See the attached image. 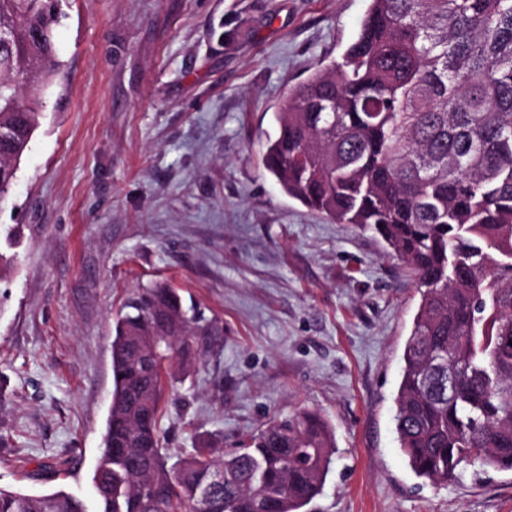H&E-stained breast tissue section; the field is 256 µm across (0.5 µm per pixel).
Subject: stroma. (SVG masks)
<instances>
[{
	"instance_id": "35a3bbf8",
	"label": "stroma",
	"mask_w": 512,
	"mask_h": 512,
	"mask_svg": "<svg viewBox=\"0 0 512 512\" xmlns=\"http://www.w3.org/2000/svg\"><path fill=\"white\" fill-rule=\"evenodd\" d=\"M369 0H61L62 77L0 203V487L91 497L112 324L165 284L223 334L169 367L171 458L299 410L336 454L303 512H512V471L419 479L395 434L421 291L373 233L285 194L263 146L289 88L339 60ZM233 41H225V32Z\"/></svg>"
}]
</instances>
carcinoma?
Here are the masks:
<instances>
[{
	"mask_svg": "<svg viewBox=\"0 0 512 512\" xmlns=\"http://www.w3.org/2000/svg\"><path fill=\"white\" fill-rule=\"evenodd\" d=\"M57 19L46 0H0V202L61 76ZM277 122L263 161L282 191L374 233L424 287L395 399L410 467L434 484L474 462L512 471V0H369L340 60L289 89ZM220 335L164 285L129 300L95 512H301L320 494L335 436L305 410L168 464L165 363L192 368ZM0 512L89 509L63 489L0 487Z\"/></svg>",
	"mask_w": 512,
	"mask_h": 512,
	"instance_id": "carcinoma-1",
	"label": "carcinoma"
}]
</instances>
